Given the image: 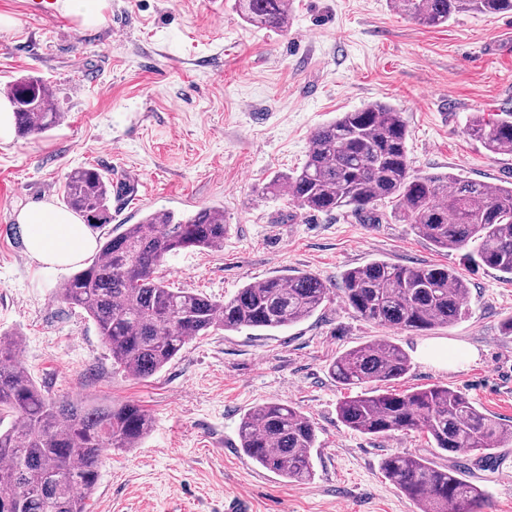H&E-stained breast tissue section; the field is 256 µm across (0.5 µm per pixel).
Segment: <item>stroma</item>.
Masks as SVG:
<instances>
[{
	"label": "stroma",
	"mask_w": 512,
	"mask_h": 512,
	"mask_svg": "<svg viewBox=\"0 0 512 512\" xmlns=\"http://www.w3.org/2000/svg\"><path fill=\"white\" fill-rule=\"evenodd\" d=\"M0 99L25 76L42 79L61 125L0 143V330H17L19 362L54 397L134 401L154 420L137 447L109 451L88 512H224L245 491L252 512H418L385 477L391 453L440 466L489 496V512H512V447L486 464L436 448L411 431L370 438L348 430L336 406L349 391L330 362L355 346L390 340L411 358L396 391L445 384L512 424V282L443 252L378 208L370 224L343 210L305 213L261 187L305 160L312 132L339 113L382 101L402 112L408 155L422 173L487 183L512 181V154L494 155L466 133L472 114L512 110V15L463 13L423 26L389 0H291L288 29L252 26L235 0H106L104 20L35 15L27 0H0ZM77 168L126 178L127 195L96 237L149 212L223 210L220 250H185L159 269L167 284L215 299L248 283L309 271L330 298L309 319L279 331L221 330L190 342L154 376L112 364L94 321L57 295L68 270H48L25 248L19 211L61 205ZM374 259L454 267L469 288L460 321L424 333L366 321L346 305L341 273ZM426 342L471 348L478 358L444 370L418 354ZM276 400L314 424L313 479L283 481L242 452L238 426Z\"/></svg>",
	"instance_id": "35a3bbf8"
}]
</instances>
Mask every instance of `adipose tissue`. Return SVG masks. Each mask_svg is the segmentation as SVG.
Here are the masks:
<instances>
[{
	"label": "adipose tissue",
	"mask_w": 512,
	"mask_h": 512,
	"mask_svg": "<svg viewBox=\"0 0 512 512\" xmlns=\"http://www.w3.org/2000/svg\"><path fill=\"white\" fill-rule=\"evenodd\" d=\"M18 222L26 233L28 254L51 268L78 263L96 247L87 224L48 203L22 209Z\"/></svg>",
	"instance_id": "ef3b65f1"
}]
</instances>
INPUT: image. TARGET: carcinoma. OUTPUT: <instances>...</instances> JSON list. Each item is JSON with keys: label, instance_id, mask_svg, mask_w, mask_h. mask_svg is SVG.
<instances>
[{"label": "carcinoma", "instance_id": "cac0c4a2", "mask_svg": "<svg viewBox=\"0 0 512 512\" xmlns=\"http://www.w3.org/2000/svg\"><path fill=\"white\" fill-rule=\"evenodd\" d=\"M247 22L283 32L288 0H237ZM397 12L437 27L462 13L512 14V0H389ZM20 136L40 133L62 119L40 80L24 79L8 92ZM468 135L492 154L512 153V112L486 121L476 115ZM402 112L375 101L341 112L310 138L303 165L276 174L263 195L289 197L308 213L348 209L376 221L378 204L391 218L441 251L466 249L479 266L512 279V182L490 185L453 173L415 172ZM112 180L95 168L70 172L62 185L65 207L92 225L108 224ZM224 211L205 208L180 217L155 210L139 224L108 235L97 256L67 277L61 300L82 308L97 324L112 363L139 379L171 362L189 341L223 329L270 331L312 316L327 301L329 286L299 272L249 283L230 298L169 287L157 275L181 250L224 247ZM341 290L349 309L364 320L395 329L427 332L465 315L468 288L445 265L405 266L373 260L346 270ZM18 331L0 333V512H86L96 490L102 458L134 448L152 419L133 401L88 403L46 395L17 361ZM407 352L391 341L371 342L336 356L329 373L344 386L388 383L408 373ZM337 416L350 430L370 437L421 431L436 447L477 453L492 460L512 446V424L483 412L447 385L405 392L366 390L342 401ZM238 436L243 453L290 483L313 476V423L295 407L270 400L245 413ZM388 479L420 512H483L488 496L465 480L457 465L439 467L421 456L391 454L382 461Z\"/></svg>", "mask_w": 512, "mask_h": 512}]
</instances>
